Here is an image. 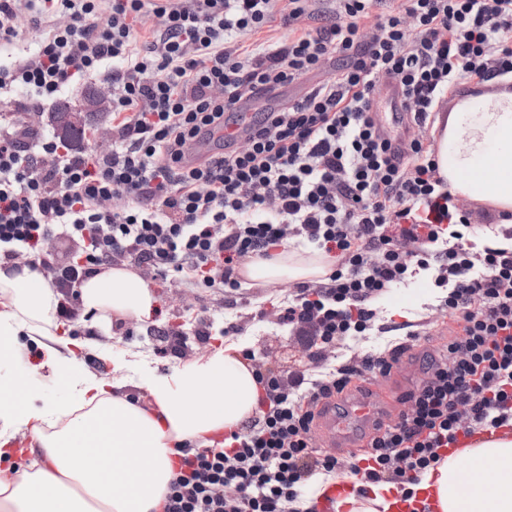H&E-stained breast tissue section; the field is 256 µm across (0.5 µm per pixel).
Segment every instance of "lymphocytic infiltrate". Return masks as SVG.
<instances>
[{"instance_id": "1", "label": "lymphocytic infiltrate", "mask_w": 512, "mask_h": 512, "mask_svg": "<svg viewBox=\"0 0 512 512\" xmlns=\"http://www.w3.org/2000/svg\"><path fill=\"white\" fill-rule=\"evenodd\" d=\"M0 0V97L27 111L94 82L111 96L112 146L98 152L22 122L0 126V255L64 293L101 267L134 264L152 281L237 285L249 261L303 241L334 255L320 281L266 301L327 374L255 362L259 414L228 440L180 447L162 512H299L301 490L342 471L372 485L418 483L468 432L512 422V250L464 247L468 218L415 132L464 74L512 77V0H402L362 39L377 0ZM154 18L146 26V18ZM279 19L287 35L239 52L237 35ZM345 66L263 112L219 152L192 144L247 101L333 56ZM399 88L407 120L376 119L378 82ZM81 247L59 257L61 239ZM428 273L460 329L431 360L398 419L370 439L366 466L315 448V410L352 377L387 375L401 345L337 362L376 327L377 303Z\"/></svg>"}]
</instances>
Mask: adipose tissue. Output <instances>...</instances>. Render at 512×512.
I'll return each mask as SVG.
<instances>
[{"label": "adipose tissue", "instance_id": "obj_1", "mask_svg": "<svg viewBox=\"0 0 512 512\" xmlns=\"http://www.w3.org/2000/svg\"><path fill=\"white\" fill-rule=\"evenodd\" d=\"M451 192L512 210V91L468 96L445 122L436 156ZM328 257L284 250L248 265L254 282L324 276ZM86 311L148 322L157 310L149 283L110 267L83 281ZM57 293L40 272L0 262V353L15 357L19 333L44 366L64 376L79 364L73 341L50 315ZM126 381L78 375L65 400L31 382L20 397L0 386V457L16 438L32 437L26 469L0 480V512H157L173 477L171 441L204 444L258 414L259 385L235 344L148 379L149 407L129 400ZM414 493H430L435 512H512V436L476 437L472 447L420 475Z\"/></svg>", "mask_w": 512, "mask_h": 512}]
</instances>
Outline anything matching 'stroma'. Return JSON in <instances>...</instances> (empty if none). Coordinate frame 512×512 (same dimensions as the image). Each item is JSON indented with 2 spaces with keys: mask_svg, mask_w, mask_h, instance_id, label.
I'll use <instances>...</instances> for the list:
<instances>
[{
  "mask_svg": "<svg viewBox=\"0 0 512 512\" xmlns=\"http://www.w3.org/2000/svg\"><path fill=\"white\" fill-rule=\"evenodd\" d=\"M106 95L107 90L94 83L77 85L62 94V101L70 102L76 109L85 111L89 131L81 141L82 147L96 145V131L109 130L106 108L89 112L85 101L89 93ZM461 204L470 214L472 224L468 243L474 249L492 245L497 239L496 226L499 216L490 205L462 199ZM272 289L271 284L246 282L241 288H205V287H164L154 285L153 290L159 299L158 309L152 324L146 325L136 319L124 318L122 326H110L100 330L95 314L85 312L79 299H70L68 305L74 319L66 333L77 339L91 338L97 343L89 365H96L100 356H108L120 366V374L129 380L127 389L132 399L142 401L146 398L143 387L145 379L152 375L171 373L180 366V358L162 355L159 352L160 341L152 335L151 325H170L181 323L185 329H192V317L198 316L211 321L214 328H221L229 322L239 323L241 329L234 340L244 351L253 353L259 361L286 369L295 367L297 361L305 360L306 353L296 345L288 328L276 324L274 317H258L257 309ZM437 292L429 281L419 278L408 285L394 289L383 301L382 316L388 321L387 332H373L369 336H358L347 340L339 351L341 359L360 355L376 347H385L405 336L406 331L398 322V316L408 321L419 322L422 317L431 320L430 339H423L411 347L401 357L400 372L385 377L384 382L397 397H404L412 391L424 377L427 356H439L449 337L452 322L447 311L435 309ZM20 361L0 362V378L23 386L30 379H38L47 397L63 398L70 392L71 377H55L47 368L42 367L37 347L25 343Z\"/></svg>",
  "mask_w": 512,
  "mask_h": 512,
  "instance_id": "35a3bbf8",
  "label": "stroma"
}]
</instances>
